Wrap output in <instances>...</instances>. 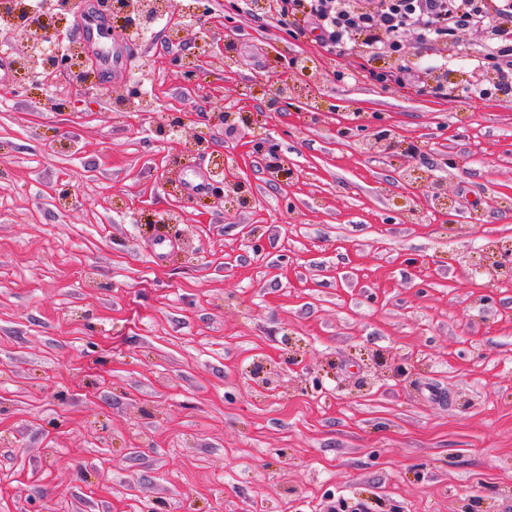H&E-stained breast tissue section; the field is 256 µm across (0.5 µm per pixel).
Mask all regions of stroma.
<instances>
[{
	"label": "stroma",
	"mask_w": 512,
	"mask_h": 512,
	"mask_svg": "<svg viewBox=\"0 0 512 512\" xmlns=\"http://www.w3.org/2000/svg\"><path fill=\"white\" fill-rule=\"evenodd\" d=\"M201 5L211 26L112 18L130 66L66 112L0 32V512H500L512 95L476 69L488 34L371 62L268 0ZM225 167L249 205L188 189Z\"/></svg>",
	"instance_id": "35a3bbf8"
}]
</instances>
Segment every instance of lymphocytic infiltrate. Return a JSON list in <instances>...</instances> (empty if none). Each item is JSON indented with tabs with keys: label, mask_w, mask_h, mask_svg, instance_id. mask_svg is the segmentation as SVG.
Listing matches in <instances>:
<instances>
[{
	"label": "lymphocytic infiltrate",
	"mask_w": 512,
	"mask_h": 512,
	"mask_svg": "<svg viewBox=\"0 0 512 512\" xmlns=\"http://www.w3.org/2000/svg\"><path fill=\"white\" fill-rule=\"evenodd\" d=\"M376 10L353 9L350 0H269V12L301 18L329 44L362 39L370 55H404L406 32L422 39L445 40L458 28H484L493 44L485 55L503 81L502 94L512 93V0H378Z\"/></svg>",
	"instance_id": "lymphocytic-infiltrate-1"
}]
</instances>
